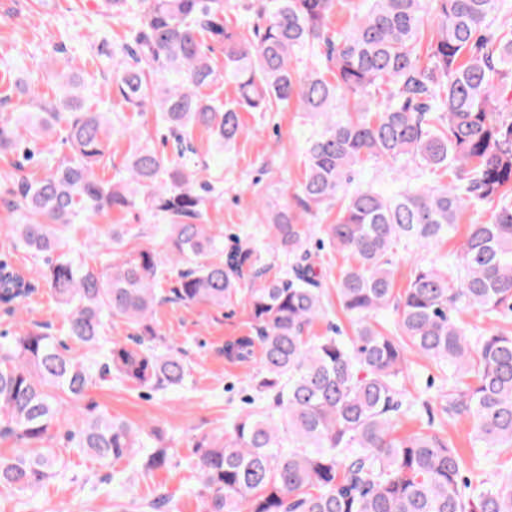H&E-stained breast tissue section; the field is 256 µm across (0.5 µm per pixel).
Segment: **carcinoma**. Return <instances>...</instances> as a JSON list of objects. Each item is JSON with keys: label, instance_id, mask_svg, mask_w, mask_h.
<instances>
[{"label": "carcinoma", "instance_id": "obj_1", "mask_svg": "<svg viewBox=\"0 0 512 512\" xmlns=\"http://www.w3.org/2000/svg\"><path fill=\"white\" fill-rule=\"evenodd\" d=\"M336 4L252 0L253 20L238 22L224 0H100L128 28L121 51L102 40L94 56L112 63L113 94L139 114H160L174 154L169 160L137 143L118 179L95 173L112 163L111 112L86 105L68 67L57 72L63 93L53 97L36 91L33 75L9 87L36 105L13 122L0 119V152L30 162L63 121L71 153L12 190L21 213L12 230L26 247L54 253L75 218L139 201L168 224L161 247L138 244L124 256L118 247L144 231L112 225L104 275L65 253L39 272L67 312L69 336L95 364L39 328L0 342V439L20 444L0 456V494L35 490L56 474L48 443L61 395L82 396L94 373L152 389L184 382L183 357L153 345L159 306L241 301L252 334L226 342L224 356L257 365L258 400L272 397L281 416L260 405L227 433L195 441L204 512H512V478L468 481L439 431L398 433L399 418L413 412L404 380L415 354L448 370L440 394L448 420L470 419L486 448L512 447V334L496 325L512 317V0H369L349 28L333 30ZM215 44L224 48L222 72ZM301 51L310 58L303 72L292 66ZM223 81L236 96L220 104L207 89ZM292 102L324 118L307 141L295 198L305 213L341 202L324 234L344 254L336 293L352 337L336 327L331 336L310 335L327 308L300 214L286 204L268 208L264 243L237 237L226 252L224 234L206 224L221 179L203 195L196 186L194 129L228 149L243 133L241 113ZM369 161L413 164L421 182L393 195L369 185L349 190ZM469 208L490 217L470 225L461 254L442 269L416 266L395 292L397 244L436 245ZM267 255L291 264L269 279ZM168 261L187 268L164 289ZM32 293L25 275L0 261V308L13 313ZM390 308L399 316L392 329ZM472 311L490 327L469 330L460 314ZM108 318L135 335L103 347ZM70 437L103 466L136 448L147 470L170 461L161 431L144 434L104 412L79 418Z\"/></svg>", "mask_w": 512, "mask_h": 512}]
</instances>
